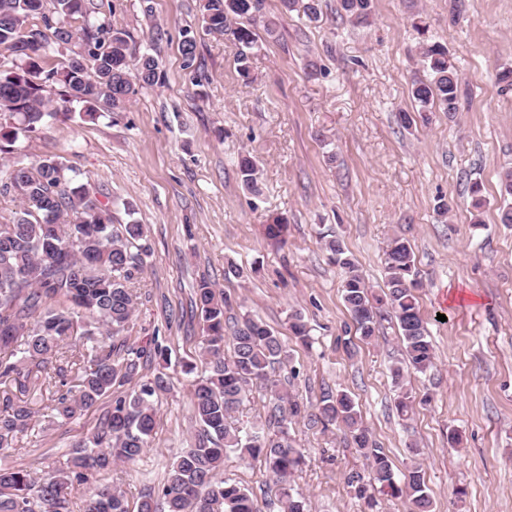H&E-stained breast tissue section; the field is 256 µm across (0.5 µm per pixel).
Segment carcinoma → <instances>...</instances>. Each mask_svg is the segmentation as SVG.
I'll use <instances>...</instances> for the list:
<instances>
[{
	"label": "carcinoma",
	"mask_w": 512,
	"mask_h": 512,
	"mask_svg": "<svg viewBox=\"0 0 512 512\" xmlns=\"http://www.w3.org/2000/svg\"><path fill=\"white\" fill-rule=\"evenodd\" d=\"M113 5L94 0H0V156L11 155L20 137L30 138L58 113L46 108L47 90L81 106L79 117L94 121L112 113L137 93L160 85L164 75L150 50L136 48L131 35L91 16ZM203 31L229 35L239 45L242 77L257 46L254 22L264 0H201ZM340 16L354 26L369 23L372 0H339ZM419 56L426 77L410 93L421 118L438 108L449 116L459 110L461 87L445 47L432 40L429 26L415 24ZM183 66L194 65L197 38L183 32ZM240 182L260 193L256 162L237 158ZM79 172L56 156L34 164H3L0 192L19 200L20 209L0 222V449L13 448L31 429L36 414L34 389L46 393L43 409L54 418L71 419L94 408L105 397L111 405L98 417L90 435L71 444L63 465L35 478L29 470H0V512H74L71 490L94 484L83 512H131L124 492L106 481L112 467L132 462L150 447L156 426L155 400L167 391L168 377L159 372L139 389L119 395L137 373L142 350L118 339L135 311L134 288L145 269L149 247L143 225L115 227L112 209L77 183ZM331 259L343 269V302L363 341L370 340L384 314L397 319L402 358L389 368L399 390L397 410L412 409L406 388L408 371L426 375L434 368V348L416 291L421 286L412 248L396 239L385 252L387 289L373 295L354 260L337 238L324 241ZM195 307L203 321L200 356L205 372L191 384L196 434L169 466L164 482L141 496L136 512H259L246 487L218 477L224 457L259 459L278 486L280 512H306L292 494L288 477L302 462L301 452L285 425L301 407L272 377L287 355L279 336L264 322L245 314L228 328L226 297L207 281L195 290ZM289 329L305 341L309 329L298 313L288 316ZM231 354H225V349ZM257 389L272 402L270 433L255 423L244 432L231 414ZM312 417L338 425L368 459V469L346 476L347 486L366 507L377 495L404 497L413 512H435L424 476L414 468L397 479L392 462L377 447L355 400L345 391L323 392Z\"/></svg>",
	"instance_id": "obj_1"
}]
</instances>
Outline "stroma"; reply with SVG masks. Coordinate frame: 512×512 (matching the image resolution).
<instances>
[{
  "mask_svg": "<svg viewBox=\"0 0 512 512\" xmlns=\"http://www.w3.org/2000/svg\"><path fill=\"white\" fill-rule=\"evenodd\" d=\"M113 27L154 45L164 85L139 89L114 117H62L22 141L15 160L61 157L111 203L120 223L143 224L151 251L138 310L125 334L140 348L167 346L171 389L157 401L150 448L114 467L111 480L137 507L192 432L189 375L202 323L191 312L200 280L230 296L226 319L243 314L276 330L289 363L279 372L293 398L310 405L323 391L352 395L397 473L420 464L435 512H512V226L500 223V176L512 168V0H373L368 25L352 27L322 0L319 21L282 13L265 0L273 35H261L238 73L229 36L201 33L198 0H112ZM425 20L448 50L461 84L455 116L436 111L411 127V83L420 76L413 21ZM197 31L193 68L182 66L184 29ZM247 153L260 166L261 195L246 193L233 164ZM481 183L486 204L471 206ZM454 198L448 217L438 198ZM288 220L284 239L267 236L272 217ZM337 236L374 294L386 289L384 252L407 242L422 286L421 312L436 352L431 375H409L419 400L398 418L389 367L401 351L393 320L371 343L359 340L342 299V275L322 238ZM300 312L311 347L291 334ZM98 410L60 428L35 417L20 447L0 451L1 468L45 470L67 459ZM459 443H450V433ZM290 433L304 454L290 483L308 512H364L344 476L364 456L336 428L298 420ZM224 478L273 498L261 461L224 458Z\"/></svg>",
  "mask_w": 512,
  "mask_h": 512,
  "instance_id": "stroma-1",
  "label": "stroma"
}]
</instances>
